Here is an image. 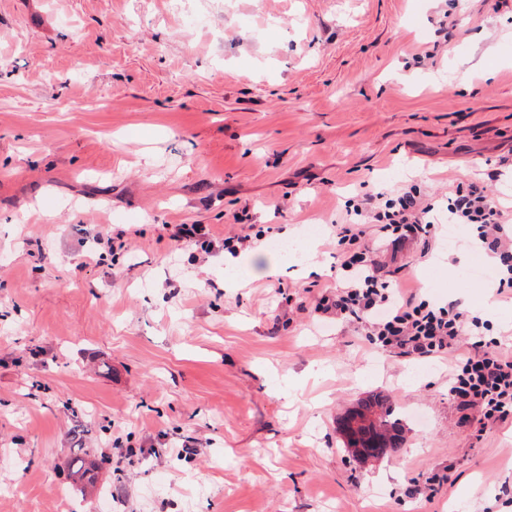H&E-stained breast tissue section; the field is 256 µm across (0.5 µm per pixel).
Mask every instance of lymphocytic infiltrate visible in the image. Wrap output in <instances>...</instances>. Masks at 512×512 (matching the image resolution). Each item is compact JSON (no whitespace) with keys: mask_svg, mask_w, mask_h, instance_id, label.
Wrapping results in <instances>:
<instances>
[{"mask_svg":"<svg viewBox=\"0 0 512 512\" xmlns=\"http://www.w3.org/2000/svg\"><path fill=\"white\" fill-rule=\"evenodd\" d=\"M448 219L474 226L481 246L498 255L497 294L512 296V219L489 198L482 182L455 188L448 198ZM435 205L416 188L382 199L365 193L351 224L336 225L338 245L350 254L341 263L348 278L322 291L318 311L345 322L363 324L378 348L407 360L451 359L448 393L465 423L512 421V354L500 342H485L486 321L455 300L433 304L418 289L403 286L392 259L364 242L363 225H374L392 250L429 246L435 233ZM467 353H460L461 341Z\"/></svg>","mask_w":512,"mask_h":512,"instance_id":"lymphocytic-infiltrate-1","label":"lymphocytic infiltrate"}]
</instances>
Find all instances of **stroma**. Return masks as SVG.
<instances>
[{
    "label": "stroma",
    "instance_id": "35a3bbf8",
    "mask_svg": "<svg viewBox=\"0 0 512 512\" xmlns=\"http://www.w3.org/2000/svg\"><path fill=\"white\" fill-rule=\"evenodd\" d=\"M480 179L512 213V0H0V512L494 504L512 426L475 435L446 361L314 309L345 277L333 223L412 186L438 226L403 278L512 342V301L448 268L474 229L449 241L446 197ZM310 225L307 266L228 281ZM376 393L404 440L365 463L338 423ZM442 468L433 502L406 496Z\"/></svg>",
    "mask_w": 512,
    "mask_h": 512
}]
</instances>
